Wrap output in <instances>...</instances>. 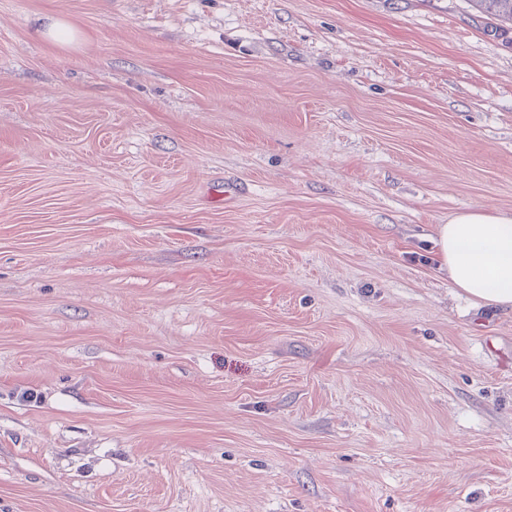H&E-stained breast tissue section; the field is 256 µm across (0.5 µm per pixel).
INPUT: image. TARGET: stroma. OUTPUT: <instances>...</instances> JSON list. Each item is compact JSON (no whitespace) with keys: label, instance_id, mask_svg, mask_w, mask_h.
Listing matches in <instances>:
<instances>
[{"label":"stroma","instance_id":"35a3bbf8","mask_svg":"<svg viewBox=\"0 0 512 512\" xmlns=\"http://www.w3.org/2000/svg\"><path fill=\"white\" fill-rule=\"evenodd\" d=\"M475 208L471 0H0V512H512V309L436 269ZM48 22L37 28L36 34L45 40L60 46H68L74 42V30L69 22L59 18H47Z\"/></svg>","mask_w":512,"mask_h":512}]
</instances>
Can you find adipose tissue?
I'll return each instance as SVG.
<instances>
[{
  "label": "adipose tissue",
  "instance_id": "adipose-tissue-1",
  "mask_svg": "<svg viewBox=\"0 0 512 512\" xmlns=\"http://www.w3.org/2000/svg\"><path fill=\"white\" fill-rule=\"evenodd\" d=\"M438 268L474 305L512 307V215L469 210L436 225Z\"/></svg>",
  "mask_w": 512,
  "mask_h": 512
}]
</instances>
